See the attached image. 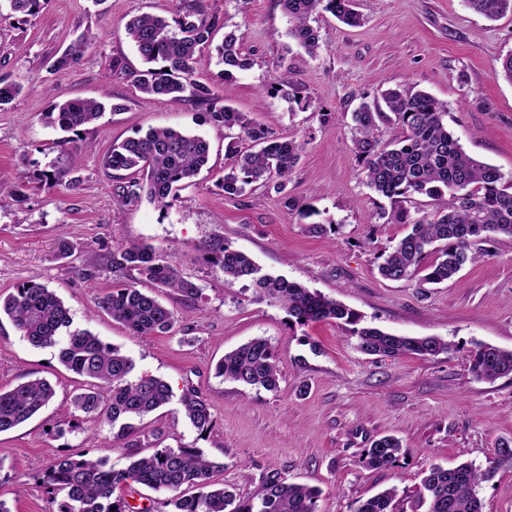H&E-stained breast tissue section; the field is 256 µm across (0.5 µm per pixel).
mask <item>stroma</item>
<instances>
[{"label":"stroma","instance_id":"1","mask_svg":"<svg viewBox=\"0 0 512 512\" xmlns=\"http://www.w3.org/2000/svg\"><path fill=\"white\" fill-rule=\"evenodd\" d=\"M226 15L252 69L225 77L215 47L204 50L198 81L228 105L269 130L301 141V158L284 193L258 185L243 197L219 186L230 159L224 128L208 106L140 92L142 66L125 25L142 13L170 16L176 0H42L37 15L13 13L0 0V80L21 93L0 108V295L26 283L46 285L69 308L73 326L87 329L130 356L139 375L168 382L174 401L137 422L128 443L110 442L108 429L82 423L66 430L59 402L83 380L64 368L52 348L23 341L0 317V388L35 378L55 389L53 403L22 426L0 433L8 460L0 471V501L10 512H55L41 482L61 455L105 457L118 468L165 446L197 448L224 469L216 482L244 497L275 474L317 487L318 512H355L379 491L398 490L397 512H425L418 496L431 466L486 465L501 441H512V375L475 379L469 360L476 344L512 351V238L494 236L486 253L447 283H423L422 273L391 281L378 273L409 231L388 222L387 199L365 184L352 142V112L382 91H425L447 102L448 128L463 148L512 180V83L497 76L512 53V13L490 21L465 0H356L361 26L329 12L316 25L321 47L308 55L289 37L277 0H205ZM89 49L64 69L55 60L79 37ZM128 69L112 70L113 59ZM300 90L301 103L267 93L278 77ZM72 97L119 103V112L77 132L45 119L53 102ZM152 127L205 138L209 167L164 210L116 194L129 179L104 165L112 145ZM59 183L37 185L43 172ZM31 182L15 204L19 182ZM72 249L59 257L58 238ZM173 255L199 292L187 298L137 272L113 270L123 243ZM227 243L249 254L262 273L282 276L363 315L366 324L404 336H438L450 345L435 356L380 358L362 352L348 328L328 319L298 324L278 305L257 299L247 280L225 281L207 245ZM93 251L98 272L86 274ZM133 283L183 316L172 334L138 337L96 310L113 289ZM267 338L281 378L269 392L215 375L217 362L253 337ZM194 388L212 407L214 426L199 434L177 400ZM406 449L392 468L363 466L365 448L381 436Z\"/></svg>","mask_w":512,"mask_h":512}]
</instances>
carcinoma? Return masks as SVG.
Returning <instances> with one entry per match:
<instances>
[{"label":"carcinoma","instance_id":"1","mask_svg":"<svg viewBox=\"0 0 512 512\" xmlns=\"http://www.w3.org/2000/svg\"><path fill=\"white\" fill-rule=\"evenodd\" d=\"M291 27L289 37L308 54L320 48L319 31L310 24L313 14L324 10L350 27L362 24L354 0H278ZM474 12L490 20L512 13V0H466ZM224 29L217 47L224 75L249 70L254 59L243 52L236 30L216 14H208L203 0H180L171 19L142 14L127 24V34L146 68L135 72L138 89L162 96L173 104L195 102L212 109L214 120L224 125L231 141V156L221 186L229 197L243 196L255 183L272 178L276 192L286 188L289 174L299 162L304 144L262 127L246 113L230 105L217 106L219 98L211 87L195 79L202 65L201 48L209 44L216 29ZM88 47L78 39L54 66L64 68L83 55ZM267 92L300 101L296 86L284 78L270 84ZM382 102H363L351 113L353 147L364 165L367 186L390 201L391 220L408 224L402 237L378 266L382 277L406 280L421 267L430 253L423 282L440 284L452 278L480 253L479 242L492 235L512 238V184L503 183L500 171L468 154L448 131L446 103L426 92L387 90ZM104 105L94 99L71 98L52 105L50 123L64 131H77L95 123ZM395 125L402 136L381 139V126ZM242 141L250 148H239ZM209 142L173 128H152L118 144L106 156L105 166L113 171H133L137 177L126 182L119 196L127 204L142 197L162 209L172 206L179 191L207 166ZM426 195L437 201L432 214L413 217L403 207L411 196ZM216 264L227 281L248 280L257 297L279 304L298 324L334 319L350 327L358 347L369 355L397 358L405 355L434 356L449 349L436 337L397 336L361 325L355 311L318 292L283 277L260 274V268L244 252L226 245L216 251ZM112 268L135 270L162 288L185 297L198 287L184 279L171 255L158 253L145 244L128 243L112 253ZM97 310L122 324L134 336L170 333L178 322L177 312L157 296L133 284L113 290L97 303ZM0 313L13 322L20 338L35 348H54L59 362L85 378L87 386L63 405L64 414L106 425L115 440L133 433L132 420L143 419L173 398L171 386L161 378L133 375V360L120 348L102 341L88 329H71L72 319L56 293L42 284H24L0 299ZM470 370L474 377L494 380L512 374V351L478 344L472 351ZM280 366L273 346L264 337L240 345L217 363L215 375L245 386L275 391ZM55 396L45 379H34L10 390L0 389V433L13 430L32 419ZM181 411L191 425L205 434L213 427L211 406L194 389L183 390ZM406 450L393 436H382L365 449L364 466L379 470L392 466ZM224 464L207 458L197 448L164 447L148 456L116 468L108 459L56 458L45 470L43 482L52 493H64L56 512H152V507L133 510L115 491L137 484L167 494V512H317L319 489L289 483L272 475L260 491L243 499L213 475ZM512 470V444L502 442L488 466L463 463L454 468L432 466L422 478L420 498L426 512H482L479 488L499 471ZM397 489H386L362 502L356 512H396Z\"/></svg>","mask_w":512,"mask_h":512}]
</instances>
